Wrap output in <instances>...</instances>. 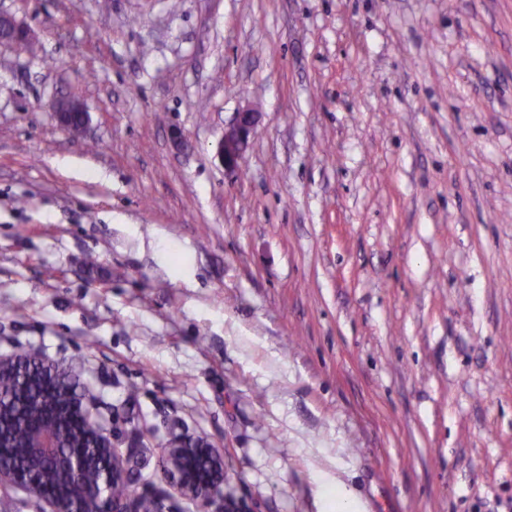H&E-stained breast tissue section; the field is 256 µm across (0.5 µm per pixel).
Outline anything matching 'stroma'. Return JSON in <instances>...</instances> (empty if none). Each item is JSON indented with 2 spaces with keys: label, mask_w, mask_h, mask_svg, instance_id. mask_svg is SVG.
Masks as SVG:
<instances>
[{
  "label": "stroma",
  "mask_w": 512,
  "mask_h": 512,
  "mask_svg": "<svg viewBox=\"0 0 512 512\" xmlns=\"http://www.w3.org/2000/svg\"><path fill=\"white\" fill-rule=\"evenodd\" d=\"M0 11V356L69 368L137 494L181 437L248 512H512V0ZM54 114L58 125L65 131L71 130L70 116L72 113L79 112L83 117L82 125L84 124L87 114L83 106L76 100L63 99L58 100L53 106ZM257 113L249 109L237 112L218 143V154L228 167H235L249 147L257 130Z\"/></svg>",
  "instance_id": "35a3bbf8"
}]
</instances>
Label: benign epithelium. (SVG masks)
<instances>
[{
	"label": "benign epithelium",
	"mask_w": 512,
	"mask_h": 512,
	"mask_svg": "<svg viewBox=\"0 0 512 512\" xmlns=\"http://www.w3.org/2000/svg\"><path fill=\"white\" fill-rule=\"evenodd\" d=\"M25 32L12 20L0 15V43L21 42ZM58 125L71 129L75 112L87 117L76 100L63 99L53 106ZM257 113L245 109L236 113L218 143V154L228 167L242 159L257 130ZM50 373L69 376L68 368L37 355L0 358V372ZM72 409L79 412L85 437L91 447L74 449L67 436L51 428L23 448H14L0 435V484H9L36 493L51 512H169L160 497L145 498L131 489L129 459L121 456L112 438L91 420L81 397H75ZM164 474L177 492L189 498H202L215 505L214 512H248V509L224 496V455L203 442L190 444L173 439L163 460ZM124 489L121 495L90 499L82 490L91 479Z\"/></svg>",
	"instance_id": "1"
}]
</instances>
